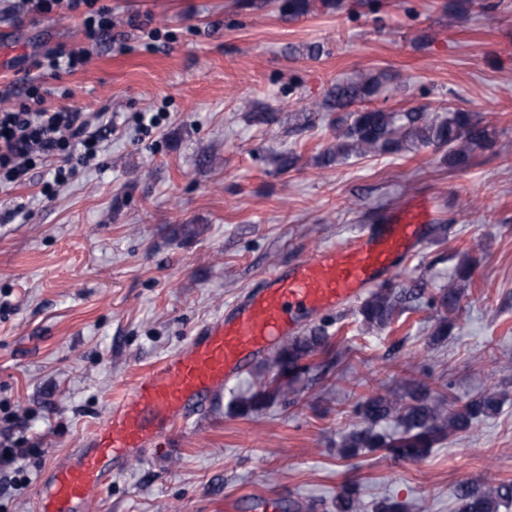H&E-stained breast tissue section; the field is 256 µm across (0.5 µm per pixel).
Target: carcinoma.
<instances>
[{"label": "carcinoma", "mask_w": 512, "mask_h": 512, "mask_svg": "<svg viewBox=\"0 0 512 512\" xmlns=\"http://www.w3.org/2000/svg\"><path fill=\"white\" fill-rule=\"evenodd\" d=\"M312 0H286L283 10L288 19L314 11ZM382 76L359 72L336 84L330 91L328 107L347 113L345 127L337 128L336 143L322 155L329 163L352 155L365 157L381 153H399L420 147L447 150L448 164L465 169L474 152L492 146L487 129L471 112L438 109L427 106L410 110L368 108L364 103L376 95ZM470 263L456 264L448 286L438 290L433 301L439 306L431 336L441 339L452 329L449 315L458 308L460 290L454 281L470 277ZM422 288L415 285L396 295L390 288L372 291L360 306L367 328H383L400 313L402 299L415 298ZM328 337L313 329L282 342L267 361L268 381L260 389L241 400L246 408H256L267 400L288 394L298 380L302 361L329 351ZM410 402L400 406L389 393L376 391L365 397L355 410L356 424L339 443V453L348 458L362 449L386 450L396 460H415L429 455L436 445L457 434L468 433L476 425L494 415L501 407V397L488 390L463 402L440 392H431L417 382L408 387ZM456 512H499V507L512 504V482L486 488L465 482L455 491ZM334 512H360L356 493L345 488L336 494Z\"/></svg>", "instance_id": "1"}]
</instances>
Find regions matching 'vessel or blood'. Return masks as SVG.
<instances>
[{"label":"vessel or blood","mask_w":512,"mask_h":512,"mask_svg":"<svg viewBox=\"0 0 512 512\" xmlns=\"http://www.w3.org/2000/svg\"><path fill=\"white\" fill-rule=\"evenodd\" d=\"M429 219L426 203L397 212L392 223L359 233L341 247L318 249L276 268L263 287L201 327L188 344L137 378L88 436V447L56 463L39 493L40 512H84L113 468L143 455L198 405L239 377L247 364L294 334L310 316L346 308L381 277L416 255Z\"/></svg>","instance_id":"vessel-or-blood-1"}]
</instances>
